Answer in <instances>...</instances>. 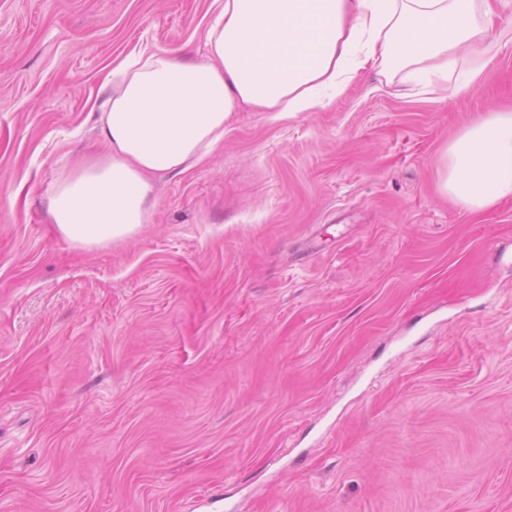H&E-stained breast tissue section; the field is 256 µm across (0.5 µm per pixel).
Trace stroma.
Instances as JSON below:
<instances>
[{
	"label": "stroma",
	"instance_id": "stroma-1",
	"mask_svg": "<svg viewBox=\"0 0 512 512\" xmlns=\"http://www.w3.org/2000/svg\"><path fill=\"white\" fill-rule=\"evenodd\" d=\"M217 8L0 0V512H512V198L440 190L512 109V0L467 91L240 110L136 235L71 245L106 73L203 52Z\"/></svg>",
	"mask_w": 512,
	"mask_h": 512
}]
</instances>
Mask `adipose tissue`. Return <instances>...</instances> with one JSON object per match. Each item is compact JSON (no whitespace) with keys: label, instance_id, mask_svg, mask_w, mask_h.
Instances as JSON below:
<instances>
[{"label":"adipose tissue","instance_id":"obj_1","mask_svg":"<svg viewBox=\"0 0 512 512\" xmlns=\"http://www.w3.org/2000/svg\"><path fill=\"white\" fill-rule=\"evenodd\" d=\"M491 0H223L204 53H131L102 85L97 132L108 152L62 179L49 215L92 248L150 223L156 177L186 172L224 140L233 112L295 115L342 95L367 65L438 90L482 74ZM441 189L471 212L512 197V113L487 112L445 150Z\"/></svg>","mask_w":512,"mask_h":512}]
</instances>
